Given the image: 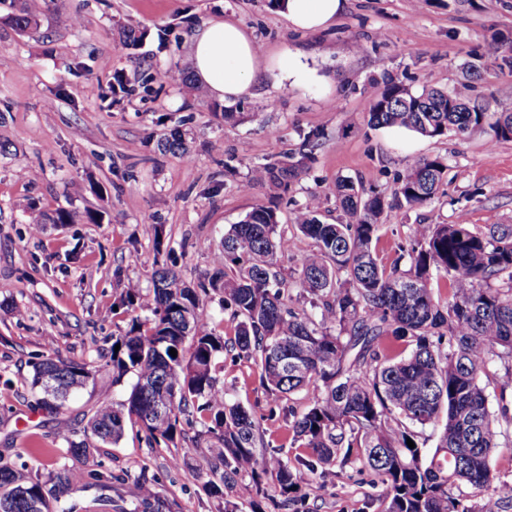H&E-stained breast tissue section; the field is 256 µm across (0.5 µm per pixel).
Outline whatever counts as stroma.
Returning <instances> with one entry per match:
<instances>
[{"label":"stroma","instance_id":"obj_1","mask_svg":"<svg viewBox=\"0 0 512 512\" xmlns=\"http://www.w3.org/2000/svg\"><path fill=\"white\" fill-rule=\"evenodd\" d=\"M51 12L77 17L70 28L43 20L23 34L6 19L0 0V454L23 456L33 466L74 465L59 430L66 420L83 432L103 399H121L131 377L113 382L104 363L112 339L125 335L147 310L118 302L131 285L151 296L157 265H175L193 285L213 270L224 233L264 204L262 188L238 191L254 166L300 155L305 136L322 137L280 203L281 231L294 235L295 206L321 200L319 218L341 220L329 188L348 177L365 191L392 194L404 166L424 156L448 160V180L437 198L418 208L395 209L375 245L391 264L399 244L419 224H465L484 231L512 225V141L490 148L482 135L425 139L394 128L374 129L366 115L372 86L398 78L412 90L453 88L469 81L492 111L512 112V0H346L327 28L288 25L269 0H52ZM236 21L275 57L298 55L307 69L299 85L267 76L248 96L230 104L239 115L225 122L198 102L190 86L140 87L149 68L188 69L193 29L211 18ZM135 28L141 47L126 46ZM506 35L493 42V33ZM476 63L477 76L466 66ZM125 92L113 93L116 81ZM179 129L189 156L158 151V140ZM278 129L271 138L270 129ZM34 171L35 180L21 178ZM31 201L35 213L22 212ZM75 211L72 224H49L57 210ZM100 212L91 224L85 211ZM43 355L98 366L94 384L72 395L59 415L35 404L31 364ZM221 386L256 415L267 438L282 444L290 463L307 457L292 445L284 413L308 405L298 394L275 402L261 386L253 362H225ZM186 430L170 448L150 446L127 427L118 444L102 449L115 491L127 493L142 475L170 512H224V501L203 489L207 451ZM181 466H172V456ZM301 505L280 508L265 499L262 512H383L382 485L351 464L333 482L300 470Z\"/></svg>","mask_w":512,"mask_h":512}]
</instances>
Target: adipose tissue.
Returning a JSON list of instances; mask_svg holds the SVG:
<instances>
[{"instance_id": "adipose-tissue-1", "label": "adipose tissue", "mask_w": 512, "mask_h": 512, "mask_svg": "<svg viewBox=\"0 0 512 512\" xmlns=\"http://www.w3.org/2000/svg\"><path fill=\"white\" fill-rule=\"evenodd\" d=\"M345 0H282L281 12L288 23L302 31L329 26L343 9ZM192 78L210 97L227 103L248 95L258 77L276 69L299 81L301 63L292 56L267 58L235 22L210 19L198 26L189 40Z\"/></svg>"}]
</instances>
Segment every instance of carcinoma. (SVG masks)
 Segmentation results:
<instances>
[{"instance_id": "carcinoma-1", "label": "carcinoma", "mask_w": 512, "mask_h": 512, "mask_svg": "<svg viewBox=\"0 0 512 512\" xmlns=\"http://www.w3.org/2000/svg\"><path fill=\"white\" fill-rule=\"evenodd\" d=\"M44 3L23 0L7 19L34 33ZM368 124L428 139L480 133L490 146L512 141V113L490 111L466 83L413 92L385 78L374 86ZM158 148L189 154L177 131L160 138ZM307 158L286 155L237 185L246 193L264 185L270 205L257 206L225 232L206 281L191 288L168 265L155 269L151 317L115 337L112 345L120 348L106 362L116 378L132 376L129 391L97 405L83 438L61 431L67 452L83 467L62 465L42 477L21 458L0 455V512H76L70 495L92 489L98 512H161L164 502L140 478L131 485L145 491L112 498L114 475L99 460L101 446L118 443L128 423L152 445L173 444L184 435L182 417L200 426L196 437L207 445L214 475L203 484L209 495L221 498L231 489L257 508L268 477L283 503H298L297 470L275 449L257 451L270 447L264 418L218 385L216 366L225 355L254 361L265 392L279 399L308 394V407L292 414L288 426L293 443L309 450L302 465L315 474L360 462L380 478L385 512L512 508V480L491 467L494 455L512 448L503 429L512 428V410L503 404L495 415L487 394L491 385L503 401L512 391V372L501 376L492 368L496 357L512 360V227L488 224L478 233L465 224H418L392 265H381L373 242L383 220L398 206L429 203L447 178V161L436 156L407 164L390 198L375 191L364 196L352 180H336L332 193L342 221L323 223L319 198L311 195L296 216L298 235L288 238L279 232L276 203ZM304 239L311 241L306 249ZM287 252L298 256L299 286L318 320L288 305L279 267ZM439 279L449 293L444 303L435 296ZM498 279L506 287H492ZM202 294L221 296L231 312V344L212 328ZM389 338L406 342L410 352L383 353ZM96 372L86 362L46 356L33 362L28 384L39 407L58 412ZM437 424L430 449L421 429ZM462 485L473 492L457 491ZM485 494L494 503L475 501Z\"/></svg>"}]
</instances>
